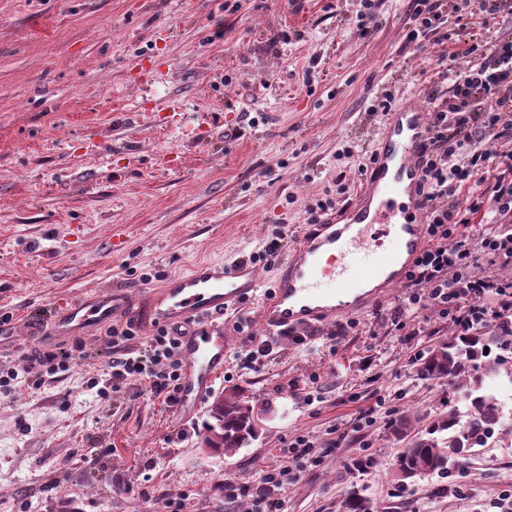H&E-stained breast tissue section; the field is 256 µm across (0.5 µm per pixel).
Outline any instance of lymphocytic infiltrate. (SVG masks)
<instances>
[{
  "mask_svg": "<svg viewBox=\"0 0 512 512\" xmlns=\"http://www.w3.org/2000/svg\"><path fill=\"white\" fill-rule=\"evenodd\" d=\"M443 7V0H408L406 48L421 49L444 26ZM455 9L478 10L498 34L487 51L475 43L465 47L471 59L465 69H437L436 81L448 92L428 94L430 137L422 153L427 246L408 272L407 292L393 314L401 330L427 308L461 331L512 317V282L495 271L512 264V153L501 150L512 143V30L499 25L512 16V0H458ZM491 293L497 297L492 308L484 303ZM136 337L130 321L109 330V386L146 378L165 403L176 405L184 370L176 332L157 327L138 347ZM86 357L79 342L68 350H37L27 358L26 373L39 387Z\"/></svg>",
  "mask_w": 512,
  "mask_h": 512,
  "instance_id": "1",
  "label": "lymphocytic infiltrate"
}]
</instances>
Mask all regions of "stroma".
I'll return each instance as SVG.
<instances>
[{
    "mask_svg": "<svg viewBox=\"0 0 512 512\" xmlns=\"http://www.w3.org/2000/svg\"><path fill=\"white\" fill-rule=\"evenodd\" d=\"M378 3L364 35L361 0H0V370L77 340L92 354L58 381L0 395V512H222L221 482L257 485L300 435L315 446L272 492L284 512H340L353 488L388 512H483L512 487V435L453 474L448 494H433L435 475L390 482L403 448L391 420L447 410L446 382L416 369L454 330L429 309L420 335H404L391 317L404 290L346 334L299 328L300 345L265 331L260 299L225 316L213 395L242 387L270 408L229 455L201 445L211 397L185 419L145 379L97 394L105 327L66 338L47 327L75 295L145 297L196 262L294 241L309 205H344L365 183L382 97L423 93L439 58L467 64L436 34L403 51L406 0ZM240 317L269 346L257 363L241 354ZM379 397L374 425L355 429ZM361 457L374 467L354 469ZM121 481L139 497L113 494Z\"/></svg>",
    "mask_w": 512,
    "mask_h": 512,
    "instance_id": "obj_1",
    "label": "stroma"
}]
</instances>
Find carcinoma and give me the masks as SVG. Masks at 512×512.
<instances>
[{"instance_id":"carcinoma-1","label":"carcinoma","mask_w":512,"mask_h":512,"mask_svg":"<svg viewBox=\"0 0 512 512\" xmlns=\"http://www.w3.org/2000/svg\"><path fill=\"white\" fill-rule=\"evenodd\" d=\"M512 354V321L494 328L477 327L457 333L428 349L416 374L422 381L444 380L452 389L448 412L441 414L425 432L416 431L424 416L405 412L389 426L390 434L405 442L390 472L401 486L424 477L449 476L472 465L477 449L487 444L492 429L503 431L502 407L484 389L487 377L501 376L512 384V361L487 358L484 348ZM263 410L236 388L214 398L203 423L202 445L216 452H235L259 434ZM345 512H383L381 504L352 489L345 494Z\"/></svg>"}]
</instances>
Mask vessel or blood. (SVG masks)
I'll use <instances>...</instances> for the list:
<instances>
[{
  "label": "vessel or blood",
  "instance_id": "obj_1",
  "mask_svg": "<svg viewBox=\"0 0 512 512\" xmlns=\"http://www.w3.org/2000/svg\"><path fill=\"white\" fill-rule=\"evenodd\" d=\"M428 137L429 119L417 97H402L374 143L365 186L342 211L308 225L272 285L262 282L251 260L239 258L199 263L151 291L150 317L182 331L179 406L185 417L197 413L223 373L217 321L243 301L261 297L262 321L274 333L365 312L405 281L426 246L421 159ZM134 315L126 290L109 287L70 300L47 323L52 335L65 337Z\"/></svg>",
  "mask_w": 512,
  "mask_h": 512
}]
</instances>
